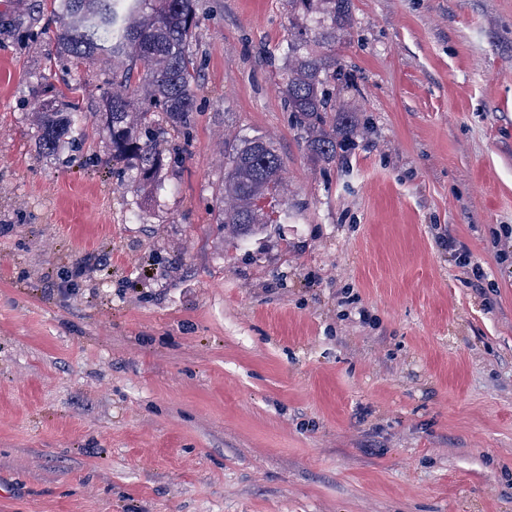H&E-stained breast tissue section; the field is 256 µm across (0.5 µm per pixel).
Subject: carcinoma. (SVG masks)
<instances>
[{"label": "carcinoma", "instance_id": "cac0c4a2", "mask_svg": "<svg viewBox=\"0 0 512 512\" xmlns=\"http://www.w3.org/2000/svg\"><path fill=\"white\" fill-rule=\"evenodd\" d=\"M314 18L317 34L301 26L288 43L281 95L310 156L328 164L343 162V148L361 133L353 113L337 100L345 80L332 46L336 28L349 15L350 0H289ZM51 14L67 23L55 36L56 54L74 68L101 62L119 92L102 100L111 160L132 173L139 187L160 182L169 166L161 142L168 129L187 130L196 107L199 69L192 39L199 23L198 0H47ZM322 41L325 53L309 49ZM40 151L57 156L76 148L83 137L85 112L74 89L53 90L37 113ZM222 196L218 223L236 238L268 224L287 190L282 160L263 136L224 142Z\"/></svg>", "mask_w": 512, "mask_h": 512}]
</instances>
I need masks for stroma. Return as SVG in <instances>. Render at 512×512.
<instances>
[{"instance_id":"obj_1","label":"stroma","mask_w":512,"mask_h":512,"mask_svg":"<svg viewBox=\"0 0 512 512\" xmlns=\"http://www.w3.org/2000/svg\"><path fill=\"white\" fill-rule=\"evenodd\" d=\"M36 2L0 0V512H512V0H351L336 165L280 92L301 14L199 0L148 193L108 162L105 66L54 57ZM66 83L84 138L46 156ZM254 136L288 218L232 240L224 142ZM75 89L52 90L38 118L36 138L40 151L57 156L76 148L83 137L85 112Z\"/></svg>"}]
</instances>
